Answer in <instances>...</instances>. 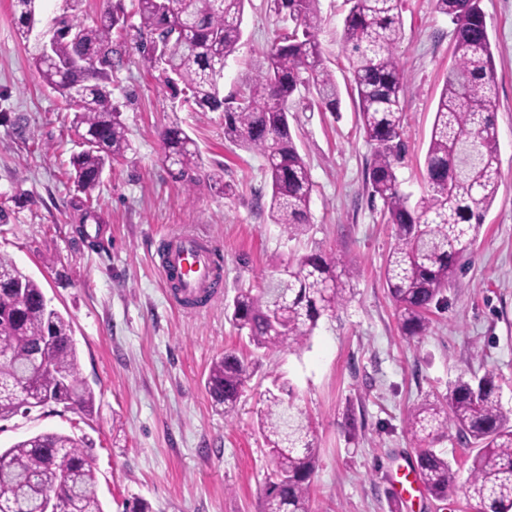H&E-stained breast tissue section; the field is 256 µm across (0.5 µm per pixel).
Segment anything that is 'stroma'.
Masks as SVG:
<instances>
[{
    "label": "stroma",
    "mask_w": 512,
    "mask_h": 512,
    "mask_svg": "<svg viewBox=\"0 0 512 512\" xmlns=\"http://www.w3.org/2000/svg\"><path fill=\"white\" fill-rule=\"evenodd\" d=\"M495 58L492 106L500 187L471 248L459 260L446 303L425 336H402L383 276L394 243L381 200L370 197L373 155L357 122L343 48L347 0H320L319 41L340 89L338 111L313 86L289 104V122L313 182L309 222L296 235L268 218L265 159L224 139V117L198 112L158 83L127 42L112 76V103L132 149L105 169L82 221L69 158L73 113L34 75L36 36L64 15L44 0L35 38L19 42L12 0H0V255L11 258L72 320L81 377L95 390L92 413L51 404L0 422V448L45 430L86 437L105 512L139 500L150 512H262L272 465L257 424L268 392L293 387L309 416L319 461L312 512H473L462 489L437 499L398 497L392 478L416 467L409 410L444 395L457 378L496 377L512 409V0H483ZM279 22L267 0H247L243 36L221 87L235 95ZM396 53L404 70L406 156L402 190L419 199L434 112L453 60V25L435 0H403ZM180 126L205 167L193 188L171 173L162 131ZM234 185L224 195L222 183ZM194 232L221 255L219 293L197 311L171 305L159 273L167 236ZM335 253L351 271L348 301L322 317L307 345L266 350L227 318L239 291L279 279L289 261ZM235 352L248 365L239 404L216 407L205 388L211 363Z\"/></svg>",
    "instance_id": "obj_1"
}]
</instances>
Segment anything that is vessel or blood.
Returning a JSON list of instances; mask_svg holds the SVG:
<instances>
[{
	"instance_id": "obj_1",
	"label": "vessel or blood",
	"mask_w": 512,
	"mask_h": 512,
	"mask_svg": "<svg viewBox=\"0 0 512 512\" xmlns=\"http://www.w3.org/2000/svg\"><path fill=\"white\" fill-rule=\"evenodd\" d=\"M219 261L210 247L198 236L183 233L168 239L160 260L162 277H177L180 286L171 296L172 304L194 299L212 290L218 272Z\"/></svg>"
}]
</instances>
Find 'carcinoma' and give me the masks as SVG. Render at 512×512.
Here are the masks:
<instances>
[{
  "label": "carcinoma",
  "instance_id": "obj_1",
  "mask_svg": "<svg viewBox=\"0 0 512 512\" xmlns=\"http://www.w3.org/2000/svg\"><path fill=\"white\" fill-rule=\"evenodd\" d=\"M246 0H131L138 23L121 6L106 7L85 26L63 16L55 23L52 56L38 51L32 66L39 81L74 110L72 128L81 150L69 160L74 190L93 200L105 168L130 150L120 113L112 106V71L122 38L136 32L142 65L203 112L224 113V139L261 154L270 187L269 216L298 233L308 223L313 184L288 119V101L313 84L332 112L339 105L336 74L324 64L319 0H270V10L293 23L276 34L258 74L226 98L219 84L227 59L242 38ZM343 45L351 65L360 129L374 145L367 171L371 197L383 202V218L395 243L384 278L408 338L429 329L431 307L446 301L458 259L474 240L499 188V142L491 111L494 55L482 0H436L454 25V60L442 87L425 160V191L416 203L396 174L402 159L405 83L395 53L401 38L402 0H347ZM35 0H13L18 34ZM164 161L190 184L202 169L197 143L172 126L162 134ZM333 253L311 254L288 265L285 277L256 291L243 290L230 320L247 330L258 348L303 347L319 319L346 301ZM248 366L226 352L209 367L206 389L224 413L233 411ZM95 391L80 376L72 325L50 307L40 284L0 256V421L50 403L92 413ZM476 444L464 492L476 512H512V418L498 399L495 376L459 380L442 398H426L407 414L418 473L425 489L444 498L457 473L433 449L448 423ZM273 469L262 512H310V479L317 464L310 420L290 390L272 391L259 412ZM104 512L88 446L72 435L41 432L0 450V512Z\"/></svg>",
  "mask_w": 512,
  "mask_h": 512
}]
</instances>
